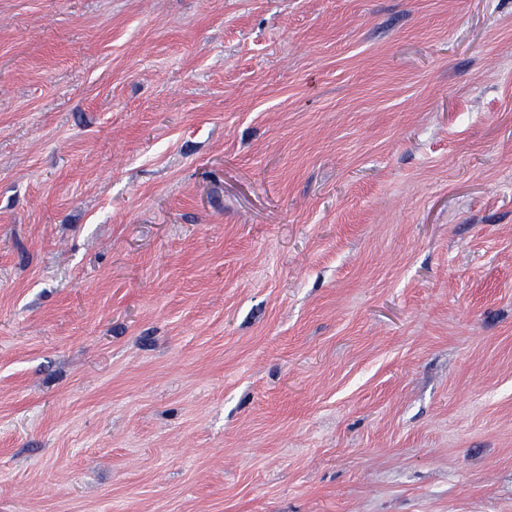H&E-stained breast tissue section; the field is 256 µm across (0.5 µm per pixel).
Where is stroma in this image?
<instances>
[{"label": "stroma", "mask_w": 512, "mask_h": 512, "mask_svg": "<svg viewBox=\"0 0 512 512\" xmlns=\"http://www.w3.org/2000/svg\"><path fill=\"white\" fill-rule=\"evenodd\" d=\"M0 512H512V0H0Z\"/></svg>", "instance_id": "obj_1"}]
</instances>
